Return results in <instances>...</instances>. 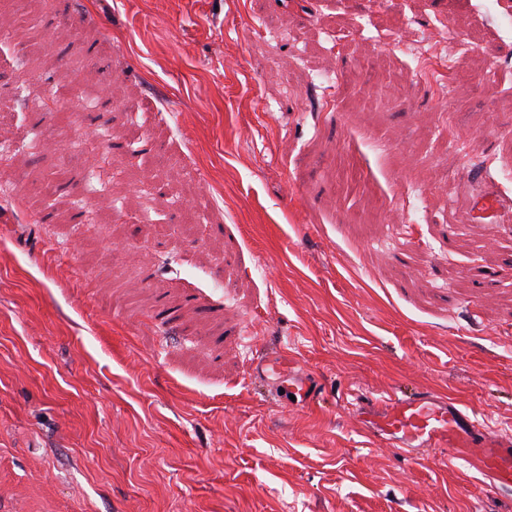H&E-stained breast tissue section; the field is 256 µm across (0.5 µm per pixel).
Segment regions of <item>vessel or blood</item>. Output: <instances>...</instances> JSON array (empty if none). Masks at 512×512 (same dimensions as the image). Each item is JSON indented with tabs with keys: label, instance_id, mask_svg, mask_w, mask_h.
Masks as SVG:
<instances>
[{
	"label": "vessel or blood",
	"instance_id": "obj_1",
	"mask_svg": "<svg viewBox=\"0 0 512 512\" xmlns=\"http://www.w3.org/2000/svg\"><path fill=\"white\" fill-rule=\"evenodd\" d=\"M352 410L381 446L404 450L473 448L496 488H512V436L490 434L478 416L427 392L392 393Z\"/></svg>",
	"mask_w": 512,
	"mask_h": 512
}]
</instances>
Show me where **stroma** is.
<instances>
[{
    "label": "stroma",
    "mask_w": 512,
    "mask_h": 512,
    "mask_svg": "<svg viewBox=\"0 0 512 512\" xmlns=\"http://www.w3.org/2000/svg\"><path fill=\"white\" fill-rule=\"evenodd\" d=\"M470 3L489 43L411 0L431 42L470 44L438 84L419 46L355 76L402 27L383 0H0V512H512L349 407L426 389L512 432V167L479 164L512 138V83L474 88L512 60V17ZM84 60L83 137L113 131L114 178H57L39 145L33 68ZM91 181L121 218L85 222ZM439 181L460 199L414 210ZM271 354L316 407L279 402Z\"/></svg>",
    "instance_id": "obj_1"
}]
</instances>
